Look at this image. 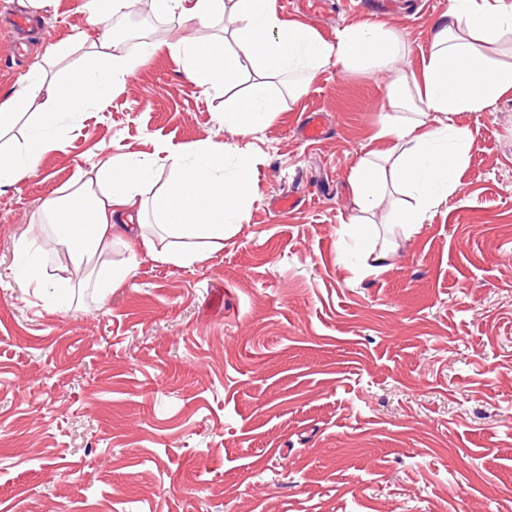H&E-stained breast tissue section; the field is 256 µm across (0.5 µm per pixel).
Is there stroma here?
Here are the masks:
<instances>
[{"mask_svg": "<svg viewBox=\"0 0 512 512\" xmlns=\"http://www.w3.org/2000/svg\"><path fill=\"white\" fill-rule=\"evenodd\" d=\"M87 0L34 19L0 0V98L34 64L79 70L47 47L82 32ZM448 0H321L288 5L332 43L374 15L407 43L416 71L447 21ZM177 15L146 39L215 37ZM390 74L327 67L301 97L269 78L280 111L249 135L225 125L232 96L205 92L158 55L103 109L54 129L60 146L0 188V512H512V93L460 112L473 142L457 177L414 235L388 220L391 193L352 236L348 175L378 149ZM322 138L305 143L306 118ZM247 143L255 159L248 219L188 267L142 255L100 301L15 282V244L40 204L113 144ZM296 203L277 209V200ZM387 251L377 271L371 254Z\"/></svg>", "mask_w": 512, "mask_h": 512, "instance_id": "35a3bbf8", "label": "stroma"}]
</instances>
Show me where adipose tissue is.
Instances as JSON below:
<instances>
[{
	"mask_svg": "<svg viewBox=\"0 0 512 512\" xmlns=\"http://www.w3.org/2000/svg\"><path fill=\"white\" fill-rule=\"evenodd\" d=\"M154 12L179 15L197 28L210 27L222 15L233 20V49L220 40L175 39L142 43L136 53L121 50L103 35L99 50L88 53L77 76L49 80L33 70L18 90L0 99V132L9 130L20 110L38 101L42 120L57 124L64 115L102 107L113 92L165 52L182 62L188 78L205 91L233 89L243 63L261 74L247 94L224 113V121L248 135L277 105L264 77L279 76L290 95H298L322 69L392 68L405 51L402 39L385 24L371 21L345 27L335 43L322 40L305 24L284 19L276 0H152ZM448 22L432 37L429 54L415 73L397 75L382 107L385 120L376 139L385 147L369 152L351 169L348 182L359 215L350 220L353 236L368 234L362 211L376 204L388 188L413 199L411 208L393 213L407 233L418 231L438 201L456 188V175L472 145L471 132L452 123L459 112L487 107L512 91V67L493 64L481 45L498 44L512 33V0H448ZM414 86L420 110L403 116ZM55 139L45 137L14 152H0V183H15L36 169ZM233 155L232 177L224 175V157ZM169 169L162 190L145 194L155 170ZM254 162L248 147L204 141L185 150L164 149L151 156L114 147L108 159L80 174L62 194L45 200L33 215L38 227L61 224L53 237L65 248L85 282L101 297L121 287L136 271L138 256L190 266L224 244V227L246 222ZM153 224H146V216ZM124 246V264L100 275L114 245Z\"/></svg>",
	"mask_w": 512,
	"mask_h": 512,
	"instance_id": "ef3b65f1",
	"label": "adipose tissue"
}]
</instances>
